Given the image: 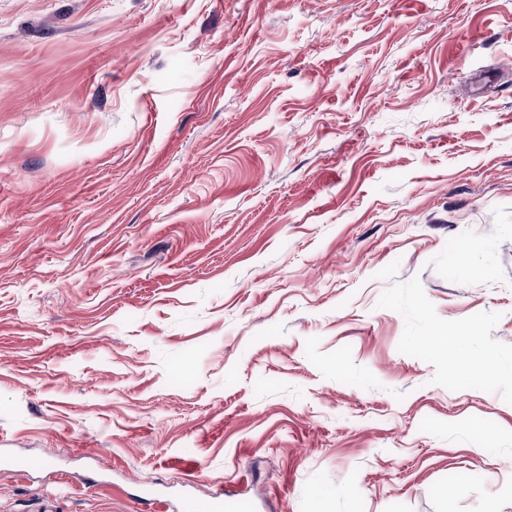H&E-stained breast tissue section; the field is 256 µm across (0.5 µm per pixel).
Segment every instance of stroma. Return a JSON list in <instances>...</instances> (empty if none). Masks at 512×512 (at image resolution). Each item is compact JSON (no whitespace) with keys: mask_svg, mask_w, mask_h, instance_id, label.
I'll list each match as a JSON object with an SVG mask.
<instances>
[{"mask_svg":"<svg viewBox=\"0 0 512 512\" xmlns=\"http://www.w3.org/2000/svg\"><path fill=\"white\" fill-rule=\"evenodd\" d=\"M231 501L512 512V0H0V512Z\"/></svg>","mask_w":512,"mask_h":512,"instance_id":"1","label":"stroma"}]
</instances>
